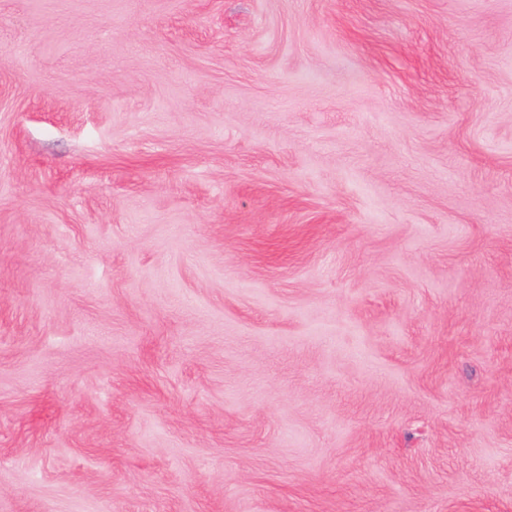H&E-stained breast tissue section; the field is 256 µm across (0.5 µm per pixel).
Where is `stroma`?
<instances>
[{
    "label": "stroma",
    "mask_w": 512,
    "mask_h": 512,
    "mask_svg": "<svg viewBox=\"0 0 512 512\" xmlns=\"http://www.w3.org/2000/svg\"><path fill=\"white\" fill-rule=\"evenodd\" d=\"M0 512H512V0H0Z\"/></svg>",
    "instance_id": "obj_1"
}]
</instances>
